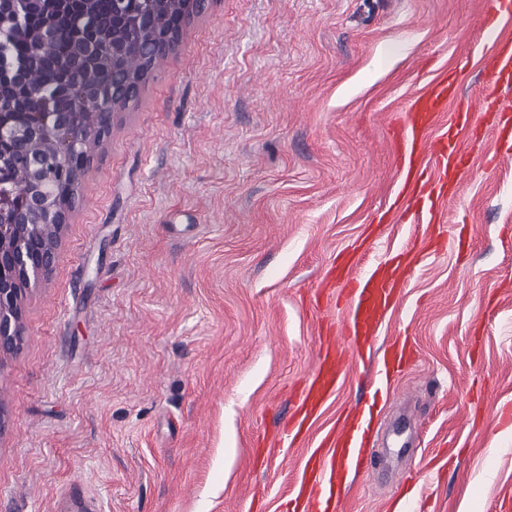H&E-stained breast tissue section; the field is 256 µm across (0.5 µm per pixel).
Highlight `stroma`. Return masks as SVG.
<instances>
[{
    "label": "stroma",
    "mask_w": 512,
    "mask_h": 512,
    "mask_svg": "<svg viewBox=\"0 0 512 512\" xmlns=\"http://www.w3.org/2000/svg\"><path fill=\"white\" fill-rule=\"evenodd\" d=\"M484 0H204L82 176L24 341L0 362V512H281L306 453L372 409L336 512H494L512 491V163L471 116L457 193L414 223L388 126L467 60L505 97ZM417 262L371 355L290 454L277 442L348 277Z\"/></svg>",
    "instance_id": "35a3bbf8"
}]
</instances>
